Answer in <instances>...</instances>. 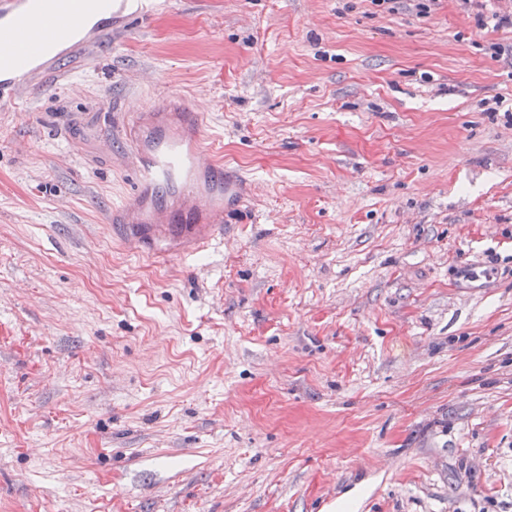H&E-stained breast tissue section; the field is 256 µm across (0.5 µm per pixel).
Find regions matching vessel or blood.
I'll list each match as a JSON object with an SVG mask.
<instances>
[{
  "mask_svg": "<svg viewBox=\"0 0 512 512\" xmlns=\"http://www.w3.org/2000/svg\"><path fill=\"white\" fill-rule=\"evenodd\" d=\"M113 18L150 19L151 0H104ZM90 0H0V39L36 45L24 60L0 57V106L49 72L62 34L85 40L99 34ZM129 145L131 188L113 208L124 225L123 241L135 252L190 255L208 249L224 231L227 216L247 198L244 184L210 158L204 112L184 98L168 96L132 113L123 127Z\"/></svg>",
  "mask_w": 512,
  "mask_h": 512,
  "instance_id": "1",
  "label": "vessel or blood"
}]
</instances>
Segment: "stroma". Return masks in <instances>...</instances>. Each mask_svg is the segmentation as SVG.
<instances>
[{
	"label": "stroma",
	"mask_w": 512,
	"mask_h": 512,
	"mask_svg": "<svg viewBox=\"0 0 512 512\" xmlns=\"http://www.w3.org/2000/svg\"><path fill=\"white\" fill-rule=\"evenodd\" d=\"M103 25L0 110V512H512V31L457 0ZM168 95L250 199L159 263L111 219Z\"/></svg>",
	"instance_id": "obj_1"
}]
</instances>
